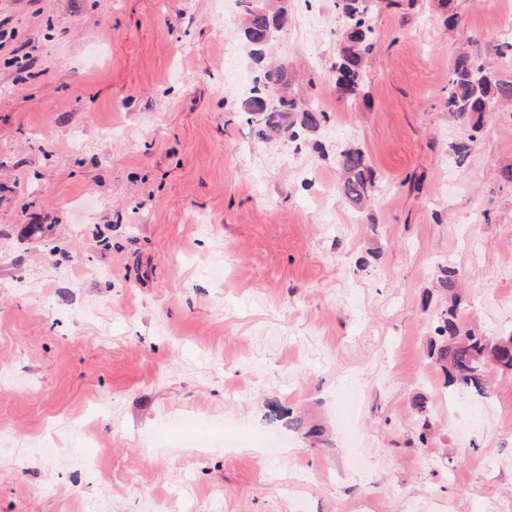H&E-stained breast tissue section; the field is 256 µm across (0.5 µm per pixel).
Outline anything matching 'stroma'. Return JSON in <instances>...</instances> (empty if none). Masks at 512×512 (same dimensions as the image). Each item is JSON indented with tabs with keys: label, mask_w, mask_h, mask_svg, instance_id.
I'll list each match as a JSON object with an SVG mask.
<instances>
[{
	"label": "stroma",
	"mask_w": 512,
	"mask_h": 512,
	"mask_svg": "<svg viewBox=\"0 0 512 512\" xmlns=\"http://www.w3.org/2000/svg\"><path fill=\"white\" fill-rule=\"evenodd\" d=\"M455 7L381 6L354 106L333 0H288L266 54L329 105L295 141L239 112L224 0H0V512L512 505V376L452 402L429 356L440 264L463 325L512 332V103L474 131L443 106L461 51L512 80V0ZM337 162L342 172L338 189L347 200L359 204L377 191L372 171L361 149L341 150Z\"/></svg>",
	"instance_id": "stroma-1"
}]
</instances>
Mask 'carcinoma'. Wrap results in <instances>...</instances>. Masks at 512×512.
<instances>
[{
  "label": "carcinoma",
  "mask_w": 512,
  "mask_h": 512,
  "mask_svg": "<svg viewBox=\"0 0 512 512\" xmlns=\"http://www.w3.org/2000/svg\"><path fill=\"white\" fill-rule=\"evenodd\" d=\"M378 0H335L336 13L345 25L336 41V91L347 99L356 98L364 76V62L375 48L372 18ZM288 10L257 0H243L244 25L241 30L251 55L261 61L265 48L274 41L285 24ZM287 82L278 66H262L253 77L247 98L240 111L251 121L266 112L301 113L300 129L291 132L297 139L300 132L318 128L326 120L323 110L281 95ZM503 101H512V81L491 80L485 61L464 52L457 56L448 76L444 108L456 120H467L476 114L491 112ZM342 172L339 192L359 204L377 191V185L364 152L344 149L337 157ZM460 300L452 298L448 309L433 322L432 350L444 373L445 385L452 389H472L481 396L486 391L485 375L495 368L512 374V334L490 338L463 327L457 309Z\"/></svg>",
  "instance_id": "cac0c4a2"
}]
</instances>
